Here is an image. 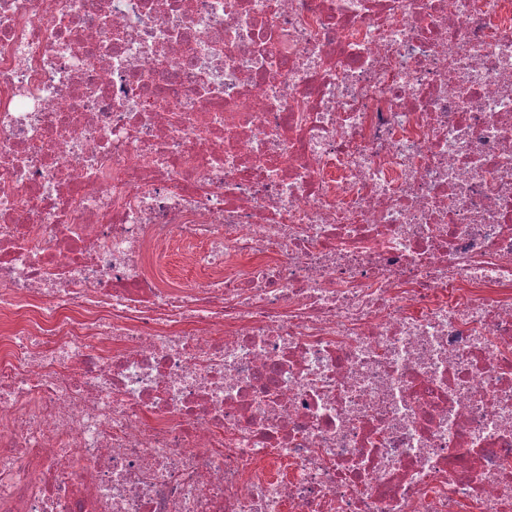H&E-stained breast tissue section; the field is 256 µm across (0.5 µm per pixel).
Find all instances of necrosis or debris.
Returning <instances> with one entry per match:
<instances>
[{"mask_svg":"<svg viewBox=\"0 0 512 512\" xmlns=\"http://www.w3.org/2000/svg\"><path fill=\"white\" fill-rule=\"evenodd\" d=\"M0 512H512V0H0Z\"/></svg>","mask_w":512,"mask_h":512,"instance_id":"4bbe7bcc","label":"necrosis or debris"}]
</instances>
